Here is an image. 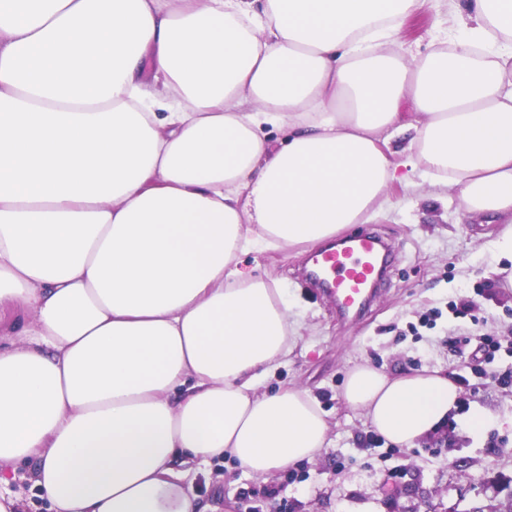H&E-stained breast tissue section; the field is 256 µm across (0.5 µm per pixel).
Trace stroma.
<instances>
[{
	"instance_id": "obj_1",
	"label": "stroma",
	"mask_w": 512,
	"mask_h": 512,
	"mask_svg": "<svg viewBox=\"0 0 512 512\" xmlns=\"http://www.w3.org/2000/svg\"><path fill=\"white\" fill-rule=\"evenodd\" d=\"M449 0L406 18L397 47L407 56L455 36ZM371 229L394 258L370 308L341 319L330 301L303 287L304 255L272 249L242 256L243 269L276 279L295 322L291 353L266 381L267 390L294 384L317 397L330 422L329 444L315 462L260 479L231 459L190 465L188 480L218 512H489L505 501L512 480V386L481 381L474 361L452 340L461 333L512 339V286L501 269L512 259L485 250L498 225L464 217L446 188L418 179L392 185ZM468 300L467 316L450 303ZM368 363L390 374L436 368L462 380L457 406L415 448L375 443L370 427L342 399L348 371ZM487 422L472 432L469 420Z\"/></svg>"
}]
</instances>
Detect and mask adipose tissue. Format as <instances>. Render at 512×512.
I'll use <instances>...</instances> for the list:
<instances>
[{
  "label": "adipose tissue",
  "mask_w": 512,
  "mask_h": 512,
  "mask_svg": "<svg viewBox=\"0 0 512 512\" xmlns=\"http://www.w3.org/2000/svg\"><path fill=\"white\" fill-rule=\"evenodd\" d=\"M421 3L0 0V485L29 463L52 512H207L186 464L316 460L317 398L264 387L288 305L238 257L366 223L410 181L391 138L512 258V0H456L409 58ZM460 394L368 364L343 388L407 448ZM458 30L457 18L448 0L435 8H424L406 18L401 26L396 49L406 56H416L432 50L438 40H452Z\"/></svg>",
  "instance_id": "obj_1"
}]
</instances>
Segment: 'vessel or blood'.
Masks as SVG:
<instances>
[{
	"label": "vessel or blood",
	"instance_id": "obj_1",
	"mask_svg": "<svg viewBox=\"0 0 512 512\" xmlns=\"http://www.w3.org/2000/svg\"><path fill=\"white\" fill-rule=\"evenodd\" d=\"M386 249L379 235L366 230L338 239L314 256L306 279L332 294L340 313L361 310L383 273Z\"/></svg>",
	"mask_w": 512,
	"mask_h": 512
}]
</instances>
